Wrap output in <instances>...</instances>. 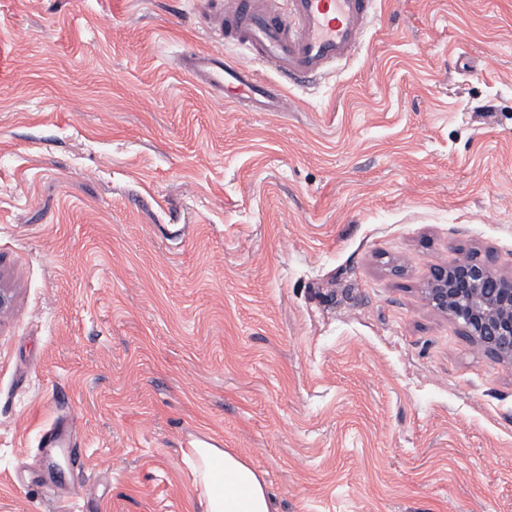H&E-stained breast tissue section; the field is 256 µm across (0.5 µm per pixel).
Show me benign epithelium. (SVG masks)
I'll return each mask as SVG.
<instances>
[{"instance_id": "obj_1", "label": "benign epithelium", "mask_w": 512, "mask_h": 512, "mask_svg": "<svg viewBox=\"0 0 512 512\" xmlns=\"http://www.w3.org/2000/svg\"><path fill=\"white\" fill-rule=\"evenodd\" d=\"M425 299L459 323L471 341L512 366V275L470 259L431 269Z\"/></svg>"}]
</instances>
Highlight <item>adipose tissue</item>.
Segmentation results:
<instances>
[{"instance_id":"1","label":"adipose tissue","mask_w":512,"mask_h":512,"mask_svg":"<svg viewBox=\"0 0 512 512\" xmlns=\"http://www.w3.org/2000/svg\"><path fill=\"white\" fill-rule=\"evenodd\" d=\"M201 512H277L264 472L243 455L206 442L183 449Z\"/></svg>"}]
</instances>
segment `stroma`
I'll list each match as a JSON object with an SVG mask.
<instances>
[{
	"label": "stroma",
	"mask_w": 512,
	"mask_h": 512,
	"mask_svg": "<svg viewBox=\"0 0 512 512\" xmlns=\"http://www.w3.org/2000/svg\"><path fill=\"white\" fill-rule=\"evenodd\" d=\"M224 4L0 0V512H199L192 433L278 512H512V368L422 295L512 272V0H377L284 112L177 68Z\"/></svg>",
	"instance_id": "35a3bbf8"
}]
</instances>
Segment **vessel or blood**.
Masks as SVG:
<instances>
[{
	"label": "vessel or blood",
	"mask_w": 512,
	"mask_h": 512,
	"mask_svg": "<svg viewBox=\"0 0 512 512\" xmlns=\"http://www.w3.org/2000/svg\"><path fill=\"white\" fill-rule=\"evenodd\" d=\"M377 0H228L215 19L243 49L232 61L205 51L184 56L180 69L196 84L231 95L254 112H284L287 98L260 78L265 64L282 77L302 80L332 73L359 52Z\"/></svg>",
	"instance_id": "obj_1"
}]
</instances>
